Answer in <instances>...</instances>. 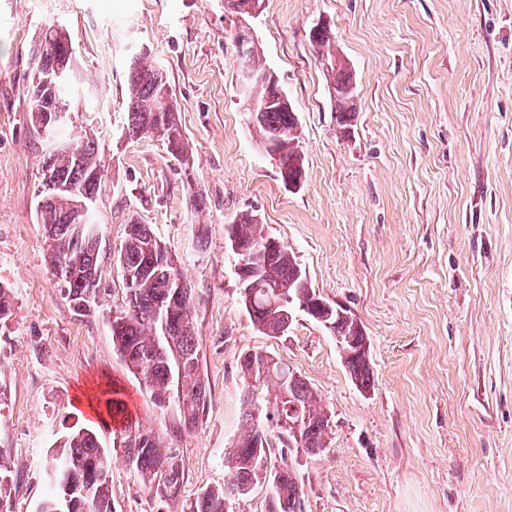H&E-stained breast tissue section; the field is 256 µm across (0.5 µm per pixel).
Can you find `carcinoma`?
<instances>
[{
  "instance_id": "cac0c4a2",
  "label": "carcinoma",
  "mask_w": 512,
  "mask_h": 512,
  "mask_svg": "<svg viewBox=\"0 0 512 512\" xmlns=\"http://www.w3.org/2000/svg\"><path fill=\"white\" fill-rule=\"evenodd\" d=\"M322 63L331 65L326 70L327 82L348 86L352 74L347 65L336 61L331 51L335 42L333 32L317 37L309 36ZM243 60L241 71L260 74L265 61L255 51L252 39L233 40ZM44 53L37 56L34 68H39L44 57H49L62 68L63 78L50 94V101L31 99L30 114L48 108L59 115V120L42 130L50 144L43 162L50 163L57 179L78 191L81 198L95 202L100 193L103 170L99 145L95 138L84 136L62 142L58 139L69 112L70 68L73 45L67 28H48L41 39ZM125 135L129 138L149 137L160 141L170 158L180 168L192 166L189 141L182 128L173 98L167 72L144 62L142 55L131 57L126 71ZM243 97L257 106L258 117L252 120L266 153L277 160L280 177L303 181L304 157L299 149L298 121L290 103L275 99L270 84L252 79L245 83ZM337 123L345 126L354 112L353 95L342 94L331 98ZM71 204L63 198L46 205L39 215L48 258L57 262L69 277H60L65 286V297L77 312H84L95 303L97 283L87 279L84 272L97 265L99 248L96 241L76 233L70 223ZM237 237L246 244H262L270 239L264 233L253 212H243L233 220ZM159 241L149 225L132 218L127 225L126 238L120 249L119 263L133 272V286L124 288V297L111 324L112 340L129 371L149 390L155 403L167 407L178 405L184 425H196L206 410L207 382L199 368V349L195 336L194 293L171 302L175 312L165 320H155L153 306L166 295L171 280L183 279L180 263L162 265L151 273H141L144 257L157 250ZM239 290L248 291L260 299L267 288H277L281 298L298 308L318 297L297 258L288 247L278 246L264 255L260 268L237 271ZM252 322L268 336H280L283 318L257 306L248 312ZM333 331L342 336L366 339L353 318H329ZM350 376L363 390L371 387L373 371L370 353L351 347L344 357ZM239 373L263 388H273L274 395L262 405L253 404V396L244 398L247 430L233 447L224 451V484L205 489L187 504L186 512H226V501L232 493L246 496L253 485L264 481L273 485L269 512H304V493L295 471L284 465L276 473L268 471L265 456L274 448L272 437H278L283 446L281 458L288 456L291 447L279 436L274 416L288 411V404H296L307 421L301 447L308 456H316L327 448V429L330 427L325 410L318 406V398L311 386L300 376L278 362L274 367L264 364L261 352H245L238 357ZM61 451L52 456L46 472L52 485L51 494L42 499L38 512H112V456L118 455L131 463L146 486L160 499L179 496L184 470L176 449L165 444L159 434L136 423L126 422L112 430V447L104 448L96 430L83 426L69 432L60 445ZM91 488V508L79 494ZM13 479L6 458L0 454V497H11Z\"/></svg>"
}]
</instances>
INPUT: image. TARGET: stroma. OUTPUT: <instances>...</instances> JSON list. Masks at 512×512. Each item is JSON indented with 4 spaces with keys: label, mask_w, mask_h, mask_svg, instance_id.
I'll use <instances>...</instances> for the list:
<instances>
[{
    "label": "stroma",
    "mask_w": 512,
    "mask_h": 512,
    "mask_svg": "<svg viewBox=\"0 0 512 512\" xmlns=\"http://www.w3.org/2000/svg\"><path fill=\"white\" fill-rule=\"evenodd\" d=\"M329 22L356 80L341 130L308 39ZM62 24L74 48L63 130L100 144L104 188L90 210L100 294L87 314L46 260L37 194L47 142L29 121L32 52ZM298 118L306 177L284 186L237 88L240 58L224 0H0V450L13 512H36L48 450L95 423L99 390L177 448L179 498L159 500L112 461V512H181L224 482L244 429L238 357L260 351L317 392L329 445L290 456L305 512H512V0H265L249 18ZM146 51L176 97L194 159L122 136L130 57ZM206 197L198 213L191 190ZM256 211L313 288L350 310L370 342L374 383L356 387L334 334L297 316L268 336L239 301L224 227ZM184 265L207 380L192 429L156 406L112 343L131 213Z\"/></svg>",
    "instance_id": "35a3bbf8"
}]
</instances>
